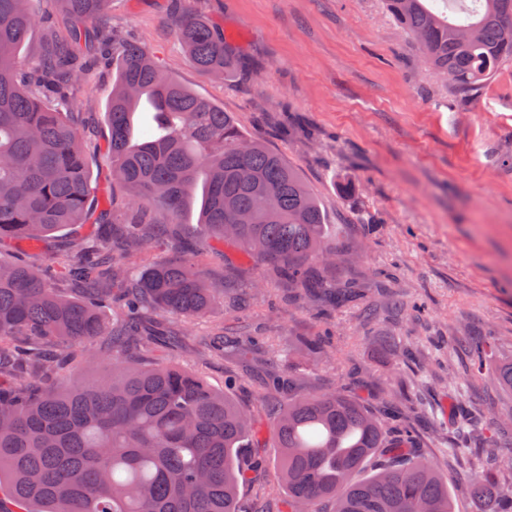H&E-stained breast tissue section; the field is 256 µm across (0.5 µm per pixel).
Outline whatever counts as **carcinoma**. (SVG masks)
Masks as SVG:
<instances>
[{
  "instance_id": "cac0c4a2",
  "label": "carcinoma",
  "mask_w": 512,
  "mask_h": 512,
  "mask_svg": "<svg viewBox=\"0 0 512 512\" xmlns=\"http://www.w3.org/2000/svg\"><path fill=\"white\" fill-rule=\"evenodd\" d=\"M30 0H0V241L36 247L91 218L93 188L72 111L80 104L94 55L108 50L119 63L108 108L116 182L132 195L125 212L103 209L118 247L81 249L71 263L30 268L24 255L0 265V478L16 512H241L240 485L252 467L238 449L259 444L254 417L200 377L171 364L143 367L130 350L164 346L171 335L146 321L147 305L195 318L216 302L192 255L163 258L133 269L131 258L163 244L164 214L176 220L205 185L193 234L230 240L249 256L279 268L307 299L330 289L314 269L335 257L326 219L297 170L284 157L248 139L234 115L187 89L142 45L112 28L108 0H51L67 25L46 28L37 55L23 66L16 51L36 22ZM428 0H386L389 14L413 35L435 70L468 92L512 60V0H479L465 20H451ZM169 34L207 76L235 69L223 29L180 10ZM154 125L133 139L142 100ZM135 270L121 298L114 283ZM74 285L83 299H67L54 284ZM336 304L360 299L344 281ZM105 307L117 309L107 322ZM109 338L112 377L60 389L37 388L28 374L49 380L72 361L99 360L73 346ZM241 337L212 338L217 352L238 350ZM465 357V376L484 375L491 343L472 338L453 347ZM283 374L266 376L261 409L279 448L277 485L288 512H454L448 481L417 448L401 414L374 413L342 392L279 396ZM463 459L483 474L472 497L492 498L496 512H512V487L491 483L480 449Z\"/></svg>"
}]
</instances>
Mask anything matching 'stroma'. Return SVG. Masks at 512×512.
I'll return each mask as SVG.
<instances>
[{"label": "stroma", "mask_w": 512, "mask_h": 512, "mask_svg": "<svg viewBox=\"0 0 512 512\" xmlns=\"http://www.w3.org/2000/svg\"><path fill=\"white\" fill-rule=\"evenodd\" d=\"M220 25L238 58L227 79L201 74L167 31L170 0H112V25L143 45L188 89L233 113L243 131L279 152L319 200L336 232L329 282L362 288L357 304L288 299L276 267L238 249L222 253L171 228L173 251L198 250L208 282L224 290L203 317L162 318L172 348L139 354L143 364L174 363L258 410L262 375L276 359L299 389L343 390L380 409L390 396L408 416L415 445L448 481L455 512H482L470 471L451 451L473 447L453 429L458 398L501 413L512 394L494 379L512 360V62L460 94L424 61L416 42L389 17L384 0H191ZM117 68L106 60L88 79L75 118L83 130L98 207L125 210L127 189L112 181L106 108ZM351 183L343 192V183ZM80 224L66 242L41 248L0 242V262L26 251L43 268L75 259V243L95 240ZM400 308H392L391 299ZM375 314L365 319L363 307ZM233 331L257 341L241 355L210 351V336ZM322 349L308 346L309 337ZM408 348L401 355L389 337ZM481 336L494 354L484 381L450 389L452 341Z\"/></svg>", "instance_id": "1"}]
</instances>
